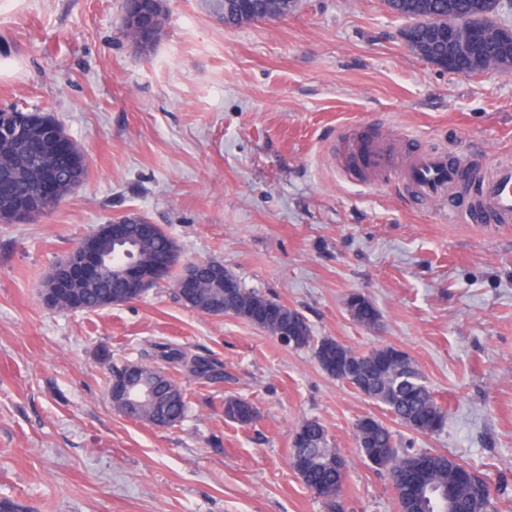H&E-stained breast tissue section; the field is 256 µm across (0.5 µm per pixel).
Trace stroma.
Returning a JSON list of instances; mask_svg holds the SVG:
<instances>
[{
    "label": "stroma",
    "mask_w": 512,
    "mask_h": 512,
    "mask_svg": "<svg viewBox=\"0 0 512 512\" xmlns=\"http://www.w3.org/2000/svg\"><path fill=\"white\" fill-rule=\"evenodd\" d=\"M124 0H0V109L51 114L87 176L36 224H0V498L26 512H326L289 465L319 421L348 461L347 512H399L390 475L354 436L371 415L402 447L491 478L512 512V227L417 206L399 175L379 187L347 157L360 126L483 165L512 159V74L462 75L410 53L384 0H296L288 18L230 28L218 0H163L155 45L126 35ZM142 215L185 263L219 261L243 288L303 314L315 338L410 354L447 424L420 435L297 349L232 315L185 307L173 279L140 299L62 311L52 266L100 225ZM367 296L378 327L351 316ZM222 376L154 356L184 420L124 417L110 364L156 344ZM238 396L258 409L224 417ZM347 306L352 317L360 324L368 327L378 325L379 312L363 293L354 292L349 294ZM259 416L256 406L240 397H228L224 400V417L241 425H250Z\"/></svg>",
    "instance_id": "obj_1"
}]
</instances>
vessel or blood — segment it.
Returning <instances> with one entry per match:
<instances>
[{
  "mask_svg": "<svg viewBox=\"0 0 512 512\" xmlns=\"http://www.w3.org/2000/svg\"><path fill=\"white\" fill-rule=\"evenodd\" d=\"M358 165L372 182L399 173L414 199L441 205L453 220L479 226L512 222V163L477 169L463 154L406 153L375 139L369 129L354 134Z\"/></svg>",
  "mask_w": 512,
  "mask_h": 512,
  "instance_id": "obj_1",
  "label": "vessel or blood"
}]
</instances>
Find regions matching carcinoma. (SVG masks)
I'll list each match as a JSON object with an SVG mask.
<instances>
[{
    "label": "carcinoma",
    "instance_id": "carcinoma-1",
    "mask_svg": "<svg viewBox=\"0 0 512 512\" xmlns=\"http://www.w3.org/2000/svg\"><path fill=\"white\" fill-rule=\"evenodd\" d=\"M430 15L439 33L447 31L448 0H428ZM265 0H244L224 16V25L237 27L262 21ZM26 133L20 138L0 136V220L8 223L13 207L22 202L50 205L37 193L43 182L39 171L42 162L49 163L55 175V199L60 200L73 191L77 176H86L84 152L65 130L66 145L55 146L45 137L43 125L54 120L40 112L25 113ZM125 230L131 243L132 260L143 268L150 285L169 277L175 269L173 253L178 250L175 241L158 224L152 227L150 239L140 241L141 225L129 223ZM79 244L99 248L102 256L111 257L119 250L103 234V227L83 237ZM196 286L178 292L179 298L192 310L207 316L233 315L244 318L273 335L286 334V344L295 348L313 347L314 357L330 377L352 386L369 399L384 405L402 424L419 434H432L445 425L447 413L438 404L424 377L411 356L393 346L374 348L359 353L332 338L313 341L312 332L304 316L281 302L242 288L238 280L217 261L196 268ZM44 295L55 299V308H75L72 292L55 288L54 276L47 277ZM147 292L115 276L80 285V309L100 308L130 303ZM347 306L352 317L362 325L374 327L379 312L362 293L349 294ZM115 381L122 384L148 381L168 390L170 398H162L147 406L136 420L156 427L168 428L180 423L188 410V403L178 385L157 367L148 363L116 364L111 368ZM259 416L256 406L240 397L224 399V417L241 425H250ZM359 451L370 461L386 449L393 450L387 471L390 475H404L411 469L419 472L423 487L435 492H452L451 508L441 507L434 498L416 494L402 487L397 496L400 512H494L495 502L490 482L469 467L440 453L412 452L397 446L391 430L373 416L360 418L355 426ZM289 463L304 484L324 501L328 512H345L341 500V486L347 462L334 448L329 447L327 433L316 420H306L296 429Z\"/></svg>",
    "mask_w": 512,
    "mask_h": 512
}]
</instances>
